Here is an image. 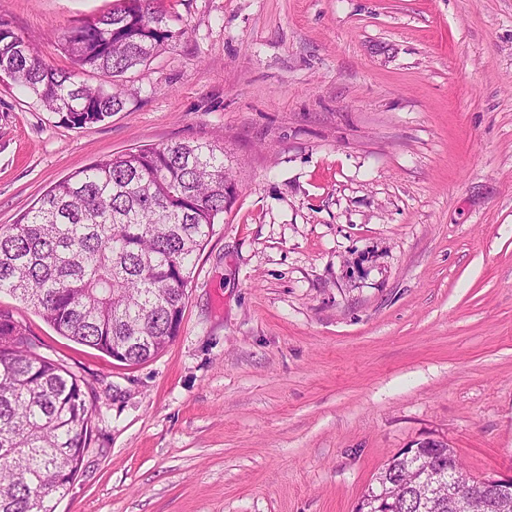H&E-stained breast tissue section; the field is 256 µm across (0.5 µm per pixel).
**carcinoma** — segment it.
I'll return each instance as SVG.
<instances>
[{"label": "carcinoma", "instance_id": "1", "mask_svg": "<svg viewBox=\"0 0 512 512\" xmlns=\"http://www.w3.org/2000/svg\"><path fill=\"white\" fill-rule=\"evenodd\" d=\"M183 32L160 0H113L108 11L62 34L75 69L47 65L35 46L0 23V81L27 90L70 125L97 123L124 107L122 91L77 80L91 70L114 82L146 64ZM224 148L179 142L131 149L56 182L7 229L0 228V292L31 305L62 336L137 364L178 334L193 257L231 203ZM97 407L81 380L37 353L27 330L0 310V512H54L79 471ZM466 471L440 442L394 456L357 512H456L448 486L424 496L431 459ZM462 512L502 510L478 494Z\"/></svg>", "mask_w": 512, "mask_h": 512}]
</instances>
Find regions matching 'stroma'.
<instances>
[{
  "label": "stroma",
  "mask_w": 512,
  "mask_h": 512,
  "mask_svg": "<svg viewBox=\"0 0 512 512\" xmlns=\"http://www.w3.org/2000/svg\"><path fill=\"white\" fill-rule=\"evenodd\" d=\"M112 0H0L61 32ZM179 37L73 126L0 82V228L52 183L214 141L237 190L141 363L0 292L99 412L56 512H355L425 439L512 467V0H163Z\"/></svg>",
  "instance_id": "obj_1"
}]
</instances>
